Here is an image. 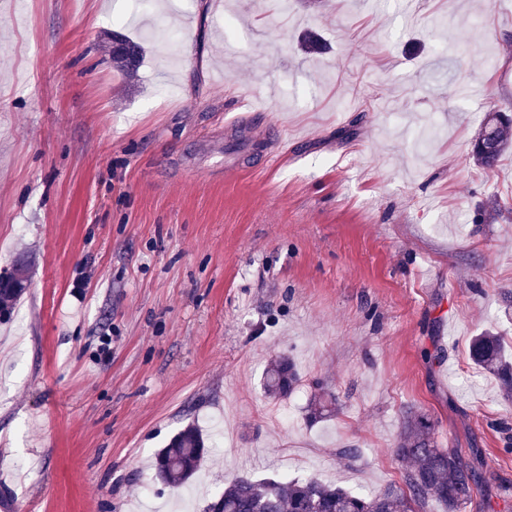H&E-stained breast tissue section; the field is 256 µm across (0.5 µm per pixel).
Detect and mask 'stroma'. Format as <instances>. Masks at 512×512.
<instances>
[{
	"label": "stroma",
	"instance_id": "35a3bbf8",
	"mask_svg": "<svg viewBox=\"0 0 512 512\" xmlns=\"http://www.w3.org/2000/svg\"><path fill=\"white\" fill-rule=\"evenodd\" d=\"M112 30L146 49L135 80ZM491 110L512 115V0H0V277L28 285L0 321V503L369 494L401 485L412 410L480 472L459 512H501L512 400L468 354L512 342V152L472 158ZM320 387L338 410L312 422ZM190 424L207 453L177 488L153 464ZM298 381L293 360L288 356H279L266 371L265 389L274 398H285L292 393Z\"/></svg>",
	"mask_w": 512,
	"mask_h": 512
}]
</instances>
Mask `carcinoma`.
I'll use <instances>...</instances> for the list:
<instances>
[{"mask_svg": "<svg viewBox=\"0 0 512 512\" xmlns=\"http://www.w3.org/2000/svg\"><path fill=\"white\" fill-rule=\"evenodd\" d=\"M120 47L112 48V68L123 76L134 73L143 58L144 47L123 33L112 32ZM512 147V117L504 112L486 114L474 140L472 157L490 169ZM25 289L20 277L0 279V314H5ZM469 356L472 362L496 375L505 398H512V362L505 356L503 337L491 332L473 338ZM299 376L288 356L274 359L266 371L265 389L274 398H285L294 390ZM336 412V397L320 391L314 395L310 419ZM428 417L408 412L396 457L405 465L403 486L389 485L371 495H363L315 479L286 483L272 479L239 478L224 487L213 512H427L433 503L443 512H457L459 505L472 499L480 485L475 468L454 453L439 448L431 438ZM206 452L198 428L179 432L156 456L157 476L172 485L187 483L196 473Z\"/></svg>", "mask_w": 512, "mask_h": 512, "instance_id": "cac0c4a2", "label": "carcinoma"}]
</instances>
